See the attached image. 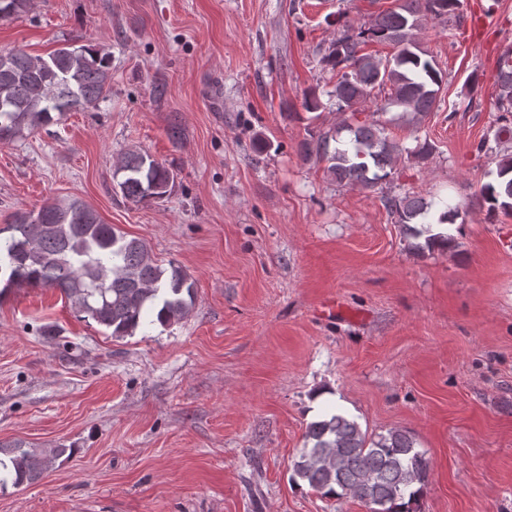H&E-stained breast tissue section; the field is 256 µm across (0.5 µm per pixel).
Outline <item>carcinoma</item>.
Instances as JSON below:
<instances>
[{"instance_id":"1","label":"carcinoma","mask_w":512,"mask_h":512,"mask_svg":"<svg viewBox=\"0 0 512 512\" xmlns=\"http://www.w3.org/2000/svg\"><path fill=\"white\" fill-rule=\"evenodd\" d=\"M29 0H0V20L26 11ZM460 0H400L368 25L336 20L340 29L323 57L336 71L328 92L339 114L359 108L387 92L380 114L395 111L425 117L438 102L443 74L424 57L416 36L429 19L452 16L460 24ZM369 41L395 48L390 56L361 53ZM111 81L107 54L90 45L66 44L47 57L21 51L0 53V141L11 140L76 109L106 99ZM500 119L512 115V63L499 64L494 87ZM386 123L371 113L363 121L343 119L301 145L303 156L328 163L338 182L371 188L385 180L399 155L424 158L427 142L410 150L385 135ZM500 155L497 179L483 184L480 195L493 215H512V153ZM123 196L133 202L160 199L174 180L172 172L146 152L132 150L114 172ZM385 208L397 216L415 248H451L453 235L438 230L452 225L459 207L442 208L419 196L386 197ZM9 285L57 288L84 321L128 336L155 321L162 325L185 318L195 302L194 283L179 267L161 268L146 244L127 239L94 210L73 200L46 204L18 215L0 228V278ZM66 448L36 449L23 440L0 443V470L14 474V486L39 479ZM430 468L425 453L406 431L370 438L358 423L330 408L306 427L305 444L294 463L295 476L325 497H356L370 512H412Z\"/></svg>"}]
</instances>
